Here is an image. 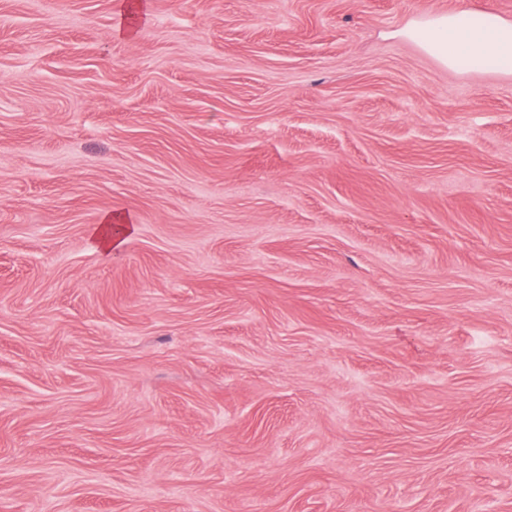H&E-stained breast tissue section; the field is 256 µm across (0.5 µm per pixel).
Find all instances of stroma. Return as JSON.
Listing matches in <instances>:
<instances>
[{
	"mask_svg": "<svg viewBox=\"0 0 512 512\" xmlns=\"http://www.w3.org/2000/svg\"><path fill=\"white\" fill-rule=\"evenodd\" d=\"M128 2L0 0V512H512V72L405 35L458 0ZM126 224H112V215H106L101 224H98L93 235L105 254H112L113 250L119 249L125 242L126 236L130 233L132 227L126 219Z\"/></svg>",
	"mask_w": 512,
	"mask_h": 512,
	"instance_id": "35a3bbf8",
	"label": "stroma"
}]
</instances>
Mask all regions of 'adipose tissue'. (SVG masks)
<instances>
[{
  "label": "adipose tissue",
  "mask_w": 512,
  "mask_h": 512,
  "mask_svg": "<svg viewBox=\"0 0 512 512\" xmlns=\"http://www.w3.org/2000/svg\"><path fill=\"white\" fill-rule=\"evenodd\" d=\"M407 34L447 67L467 58L485 68L512 69V23L490 10L473 13L466 0L457 10L429 18Z\"/></svg>",
  "instance_id": "ef3b65f1"
}]
</instances>
